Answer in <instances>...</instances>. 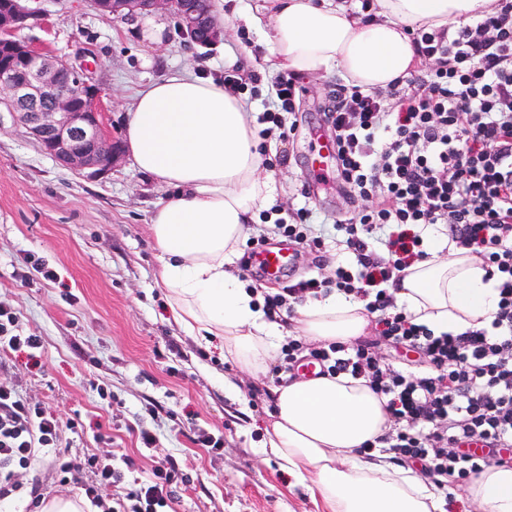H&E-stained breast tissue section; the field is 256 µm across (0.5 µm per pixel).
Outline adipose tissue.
Listing matches in <instances>:
<instances>
[{
    "label": "adipose tissue",
    "instance_id": "adipose-tissue-1",
    "mask_svg": "<svg viewBox=\"0 0 512 512\" xmlns=\"http://www.w3.org/2000/svg\"><path fill=\"white\" fill-rule=\"evenodd\" d=\"M498 0H377L364 22L341 0H269L240 18L253 30L271 70L340 74L376 91L407 75L417 60L408 28L483 19ZM135 167L171 193L155 207L151 232L168 290L171 318L197 343L224 340V357L257 377L289 336L348 343L369 318L362 301L342 294L307 300L289 318L266 317L232 262L275 193L264 168L250 105L214 77L162 75L138 91L124 124ZM427 259L400 281L397 302L435 332L487 325L498 292L481 263L429 230ZM263 448L325 512H444L445 496L415 471L358 450L390 422L386 399L347 375L297 379L273 391ZM472 512H512V468L488 466L466 491Z\"/></svg>",
    "mask_w": 512,
    "mask_h": 512
}]
</instances>
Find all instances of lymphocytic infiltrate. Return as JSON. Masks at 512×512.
Segmentation results:
<instances>
[{"instance_id":"obj_1","label":"lymphocytic infiltrate","mask_w":512,"mask_h":512,"mask_svg":"<svg viewBox=\"0 0 512 512\" xmlns=\"http://www.w3.org/2000/svg\"><path fill=\"white\" fill-rule=\"evenodd\" d=\"M426 71L392 81L387 90L341 87L328 114L337 170L364 206L343 232L353 262L330 276L261 290L274 316L331 293L365 303L379 338L403 345L427 370L389 369L375 342L311 343L289 337L272 375L307 359L321 375L348 374L387 399L389 453L432 476L440 491L466 484L489 465L512 467V0L475 23L410 31ZM260 118V137L289 140L287 115L300 86L277 77ZM311 212L263 226L256 246L281 238L312 251L322 238ZM444 224L457 248L478 255L498 291L488 326L434 333L395 307L389 287L426 257L424 240L410 227ZM14 307L0 301V355L42 349L40 336L21 335ZM54 454L60 486L81 485L100 512H164L176 498L179 462L165 458L143 479L125 484L110 453L69 455L56 420L41 397L0 379V504L29 492L42 456Z\"/></svg>"}]
</instances>
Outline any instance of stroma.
Listing matches in <instances>:
<instances>
[{
  "label": "stroma",
  "mask_w": 512,
  "mask_h": 512,
  "mask_svg": "<svg viewBox=\"0 0 512 512\" xmlns=\"http://www.w3.org/2000/svg\"><path fill=\"white\" fill-rule=\"evenodd\" d=\"M261 3L224 0V36L207 46L181 36L174 14L109 21L86 0H37L40 17L23 36L87 68L102 88L105 129L119 139L136 91L151 79L175 70L220 76L247 56L261 76L252 105L262 113L276 75L236 15ZM154 31L159 39H151ZM341 84L333 74L301 78L293 140L262 142L277 186L272 218L286 220L305 207L326 233L321 251L297 254L295 281L329 274L345 260L343 235L333 224L362 207L345 194L335 160L317 158L319 139L332 137L328 113ZM308 182L313 193L306 198L301 189ZM169 193L130 158L90 178L61 167L24 129H0V301L16 309L23 333L43 341L38 360L24 352L9 356L4 376L44 398L59 423L81 419L82 434L62 433L70 454L112 450L114 466L132 459L138 478L160 459L180 460L189 483L175 512H322L260 448L274 378L243 377L225 360L223 341L198 345L170 320L149 228L152 211ZM43 265L54 271V281L43 279ZM172 341L177 350H169ZM228 380L240 383V398L225 394ZM102 387L111 391V401L100 399ZM139 424L151 431V445L134 433ZM100 432L110 444L97 442ZM201 433L218 439V447L195 444Z\"/></svg>",
  "instance_id": "obj_1"
}]
</instances>
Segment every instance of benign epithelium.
Returning <instances> with one entry per match:
<instances>
[{"instance_id": "obj_1", "label": "benign epithelium", "mask_w": 512, "mask_h": 512, "mask_svg": "<svg viewBox=\"0 0 512 512\" xmlns=\"http://www.w3.org/2000/svg\"><path fill=\"white\" fill-rule=\"evenodd\" d=\"M33 0H5L0 7V128L23 127L40 148L77 174L98 175L122 157L119 142L105 131L100 88L71 62L43 54L21 29L36 19ZM210 0H89L104 19L126 14L179 12L189 32L203 27L216 39Z\"/></svg>"}]
</instances>
